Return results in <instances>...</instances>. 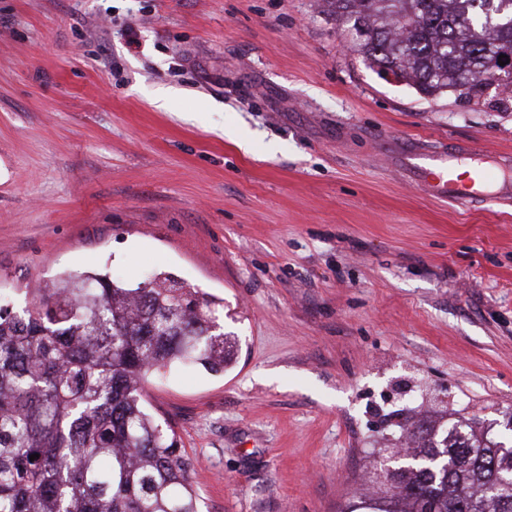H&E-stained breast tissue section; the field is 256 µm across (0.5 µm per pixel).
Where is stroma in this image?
I'll use <instances>...</instances> for the list:
<instances>
[{"instance_id":"obj_1","label":"stroma","mask_w":512,"mask_h":512,"mask_svg":"<svg viewBox=\"0 0 512 512\" xmlns=\"http://www.w3.org/2000/svg\"><path fill=\"white\" fill-rule=\"evenodd\" d=\"M439 143L512 158V101L380 76L327 0H0V304L201 288L234 362L145 387L201 512H341L413 421L512 412V198L426 194Z\"/></svg>"}]
</instances>
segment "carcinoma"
Here are the masks:
<instances>
[{"instance_id": "carcinoma-1", "label": "carcinoma", "mask_w": 512, "mask_h": 512, "mask_svg": "<svg viewBox=\"0 0 512 512\" xmlns=\"http://www.w3.org/2000/svg\"><path fill=\"white\" fill-rule=\"evenodd\" d=\"M328 2L364 28L353 51L428 97L470 103L512 85L492 65L512 46V0ZM216 306L165 271L135 288L84 272L0 305V512H200L191 463L143 384L175 365L224 372L234 342ZM410 435L409 462L343 512H512L509 442L428 420Z\"/></svg>"}]
</instances>
